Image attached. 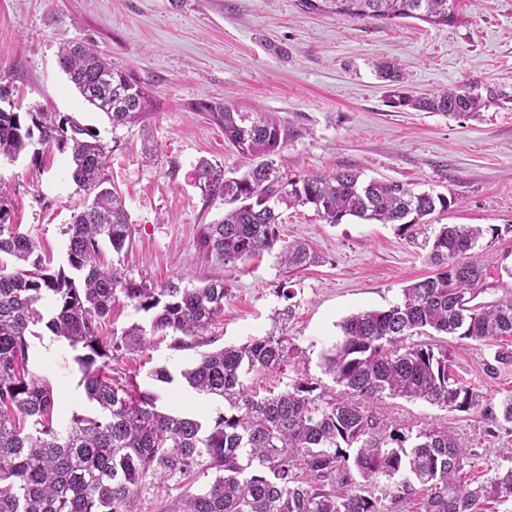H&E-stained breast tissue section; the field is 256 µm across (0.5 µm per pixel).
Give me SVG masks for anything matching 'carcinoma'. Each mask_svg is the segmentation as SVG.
<instances>
[{
  "mask_svg": "<svg viewBox=\"0 0 512 512\" xmlns=\"http://www.w3.org/2000/svg\"><path fill=\"white\" fill-rule=\"evenodd\" d=\"M309 9L357 19H417L447 25L454 0H301ZM61 70L112 130L148 127L152 101L131 75L89 46L61 49ZM402 105L449 116L475 115L485 104L470 86ZM193 110L224 127V140L258 163L240 176L203 161L202 191L224 200V217L201 227L200 252L232 272L262 252H276L293 272L316 261L300 243L281 242L280 208L311 206L323 221L345 217L395 224L410 240L423 236L431 275L403 289L400 303L366 310L340 323L341 337L322 355L328 387L302 376L288 388L260 393L246 383L306 364L304 352L272 329L242 345L202 351L179 377L165 367L160 383L178 379L223 398L228 411L211 422L161 411L158 395L106 373L122 351L142 349L158 333L193 349L224 312L230 288L216 277L188 287L101 261L102 244L121 254L132 240L125 202L105 186L109 147L95 130L57 112H0V156L33 149L32 162L69 152L72 181L92 195L67 228L66 265L54 267L39 242L8 223L0 192V512H139L150 489L179 494L163 512H512V466L487 480L471 478L474 453L448 426L397 421L374 410L385 399L421 400L447 411L475 410L486 433L512 430V395L493 405L456 372L447 348L428 341L456 336L497 347L482 373L512 366V300L477 301L484 268L471 252L490 225L440 224L428 217L448 198L398 182L365 180L342 168L283 179L275 165L297 133L277 116L201 100ZM150 315L104 335L116 302ZM40 327L77 351L80 384L95 411L55 424L51 383L29 369L27 336ZM208 482L191 491L200 478Z\"/></svg>",
  "mask_w": 512,
  "mask_h": 512,
  "instance_id": "obj_1",
  "label": "carcinoma"
}]
</instances>
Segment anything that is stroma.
Wrapping results in <instances>:
<instances>
[{"label": "stroma", "mask_w": 512, "mask_h": 512, "mask_svg": "<svg viewBox=\"0 0 512 512\" xmlns=\"http://www.w3.org/2000/svg\"><path fill=\"white\" fill-rule=\"evenodd\" d=\"M454 13L452 23L434 26L336 16L302 8L300 0H0V86L17 112L39 107L69 115L110 142L107 175L125 200L133 243L119 254L103 246L105 261L120 260L160 283L225 277L230 294L208 332L216 348L264 335L275 313L292 306L283 332L305 352L309 378L327 385L321 355L338 339L340 322L398 303L405 286L430 275L424 253L394 225L352 218L328 224L305 206L283 211L280 237L306 243L319 263L288 278L274 254L265 253L225 273L196 247L201 225L224 216L223 200L200 190L198 164L218 162L238 176L252 162L192 106L207 99L247 112L257 107L297 129L276 158L285 176L351 167L367 180L447 196L450 205L434 214V223L499 230L474 253L487 271L481 301L512 297V0H455ZM74 44L95 46L149 91L154 159L144 157L138 128L113 130L69 82L58 53ZM383 63L400 68L401 82L380 77ZM465 84L500 96L475 119L399 103ZM0 191L10 201L11 223L37 239L54 264L64 263L65 231L87 199L68 174L66 154L52 152L40 166L27 154L13 161L1 156ZM284 280L294 294L289 303L276 292ZM29 342V366L51 382L59 426L69 425L72 414L92 412L67 342L47 332ZM439 342L462 378L491 402L512 393V366L493 380L482 375L491 347L451 336ZM197 356L159 334L111 368L136 376L163 411L209 421L223 412L221 398L149 376L155 367L179 371ZM379 408L396 420L447 425L478 452L473 476L481 481L501 463L503 448L512 447V433L488 436L477 412L403 399Z\"/></svg>", "instance_id": "1"}]
</instances>
